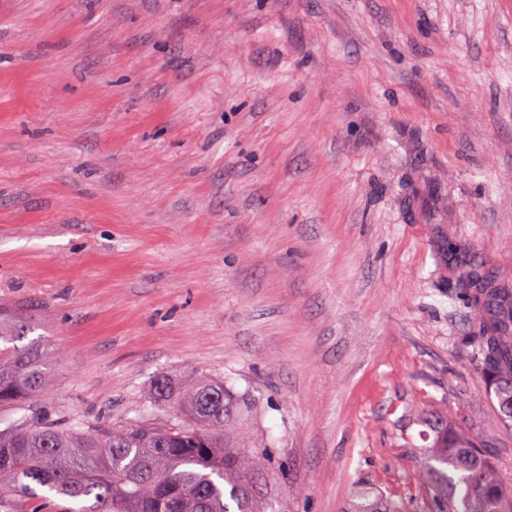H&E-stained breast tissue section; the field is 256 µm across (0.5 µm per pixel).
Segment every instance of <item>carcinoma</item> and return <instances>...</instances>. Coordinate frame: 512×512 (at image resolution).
Wrapping results in <instances>:
<instances>
[{
	"mask_svg": "<svg viewBox=\"0 0 512 512\" xmlns=\"http://www.w3.org/2000/svg\"><path fill=\"white\" fill-rule=\"evenodd\" d=\"M471 319L480 329L476 354L502 420H512V292L486 285L473 296ZM23 324L0 312V409L18 410L51 382V351L19 346ZM155 392L180 413L169 426L130 424L94 433L75 425L26 418L0 430V491L36 500L49 494L83 502L63 512H266L253 493L250 466L239 452L256 447L247 434L224 427L239 418L244 397L224 382L199 376L174 391L159 376ZM423 477L437 512H512L504 482L481 439L446 413L427 414Z\"/></svg>",
	"mask_w": 512,
	"mask_h": 512,
	"instance_id": "obj_1",
	"label": "carcinoma"
}]
</instances>
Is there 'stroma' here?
I'll use <instances>...</instances> for the list:
<instances>
[{
  "mask_svg": "<svg viewBox=\"0 0 512 512\" xmlns=\"http://www.w3.org/2000/svg\"><path fill=\"white\" fill-rule=\"evenodd\" d=\"M475 272L512 288V0H0V310L57 353L29 417L170 423L155 375L201 373L269 512H434L423 414L512 483Z\"/></svg>",
  "mask_w": 512,
  "mask_h": 512,
  "instance_id": "35a3bbf8",
  "label": "stroma"
}]
</instances>
